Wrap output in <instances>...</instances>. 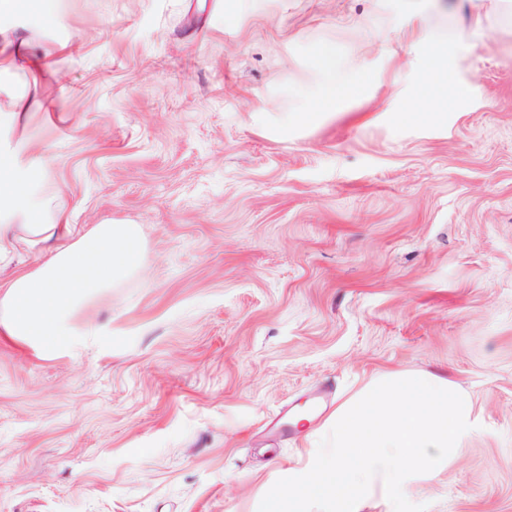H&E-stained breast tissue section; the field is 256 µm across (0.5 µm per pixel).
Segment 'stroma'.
I'll return each instance as SVG.
<instances>
[{"label":"stroma","mask_w":512,"mask_h":512,"mask_svg":"<svg viewBox=\"0 0 512 512\" xmlns=\"http://www.w3.org/2000/svg\"><path fill=\"white\" fill-rule=\"evenodd\" d=\"M424 28L471 107L398 127ZM35 0L0 42L64 44L0 75V159L76 224L138 225L143 275L51 359L0 337V512H257L310 446L284 411L395 371L447 372L483 431L416 499L512 512V10L484 0ZM376 74L281 131L319 47ZM40 107V104L36 97H16L13 102V108L11 111L5 112L0 109V127L13 126L19 119L20 114L23 112H33Z\"/></svg>","instance_id":"obj_1"}]
</instances>
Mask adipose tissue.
Returning a JSON list of instances; mask_svg holds the SVG:
<instances>
[{"instance_id": "adipose-tissue-1", "label": "adipose tissue", "mask_w": 512, "mask_h": 512, "mask_svg": "<svg viewBox=\"0 0 512 512\" xmlns=\"http://www.w3.org/2000/svg\"><path fill=\"white\" fill-rule=\"evenodd\" d=\"M428 50L418 62L412 87L415 106L396 119L436 118L447 100L469 101L467 83L448 67V46L439 36L422 34ZM0 55V71L26 68L50 71L52 54L25 35L9 43ZM322 81L303 95L295 112L283 115V125L315 123L345 111L372 88L369 73L345 72L328 48L318 51ZM144 242L134 224H74L64 213L43 219L32 190V178L8 162L0 163V259L22 251L36 254L35 266L0 284V333L53 357L99 335L98 326L80 321L79 312L96 297L142 271Z\"/></svg>"}]
</instances>
